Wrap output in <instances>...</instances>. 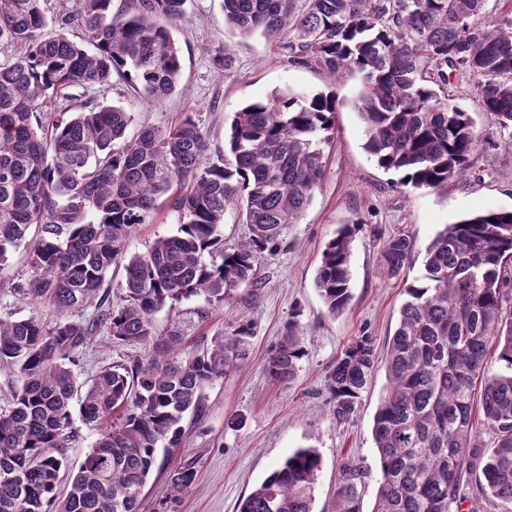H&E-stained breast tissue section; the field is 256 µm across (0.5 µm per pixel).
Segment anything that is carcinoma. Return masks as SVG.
<instances>
[{"label": "carcinoma", "mask_w": 512, "mask_h": 512, "mask_svg": "<svg viewBox=\"0 0 512 512\" xmlns=\"http://www.w3.org/2000/svg\"><path fill=\"white\" fill-rule=\"evenodd\" d=\"M488 0H222L224 21L241 35L276 40L294 33L293 61L313 64L334 83L361 75L354 107L364 149L404 187L445 191L471 167L478 146L470 113L448 98V71L475 80L484 111L512 130V0L487 25ZM185 0H83L45 34L41 0H0V40L25 53L0 65V271L23 247L33 275L23 295L54 312L95 305L87 321L0 318V366L16 376L0 409V512H138L158 448H174L180 422L202 406V390L245 358L243 327L210 348L170 362L171 332L146 361L113 364L88 384L74 367L88 336L104 329L120 344L155 336L159 309L203 296L224 304L242 283L258 287L262 253L295 224L324 173L340 99L284 88L242 105L224 132V152L201 163L206 136L191 113L176 125L126 133L120 105H67L45 115L63 90L109 86L113 77L159 102L179 89V50L166 21ZM82 30L84 42L63 33ZM179 213L177 233L130 254L132 234L161 207ZM242 210L249 236L224 245V214ZM496 222H491V219ZM352 230L342 227L321 254L315 285L329 313L349 304ZM411 257L405 235L383 260L394 275ZM122 272L123 305L101 292ZM424 283L405 288L385 359L387 385L373 417L379 482L372 512H459L473 470L486 501L512 503V210L487 209L449 224L429 244ZM505 372L486 368L490 345ZM304 355L288 323L265 370L291 380ZM372 340L361 336L336 358L328 389L346 419L375 371ZM93 433L91 449L69 464L74 396ZM479 411L493 446L479 451ZM321 458L299 448L262 481L238 512H312ZM363 472L345 463L335 512H360ZM195 480L187 463L169 475L180 493ZM66 485L65 497L57 488Z\"/></svg>", "instance_id": "cac0c4a2"}]
</instances>
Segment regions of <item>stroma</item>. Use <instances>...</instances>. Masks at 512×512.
<instances>
[{"instance_id":"1","label":"stroma","mask_w":512,"mask_h":512,"mask_svg":"<svg viewBox=\"0 0 512 512\" xmlns=\"http://www.w3.org/2000/svg\"><path fill=\"white\" fill-rule=\"evenodd\" d=\"M168 28L180 50L182 90L155 103L122 81L108 88H72L79 102L120 104L134 115L128 136L142 126L167 127L182 113L196 116L207 135L208 156L224 147V125L242 105L265 99L279 88L308 92L327 90L318 67L291 60L292 33L269 40L242 36L224 25L220 0H186L181 18ZM229 52L232 64L222 68L216 56ZM360 87L358 74L345 77L336 92L343 104L336 114L333 140L325 146V170L298 223L287 225L276 245L265 251L258 267L261 287L240 285L224 306L198 296L153 315L155 331L179 339L167 350L184 360L210 347L216 337L240 325L250 328L248 355L238 368L202 391L201 413L181 422L179 447L158 451L156 467L142 495L140 512H237L240 502L294 449H318L313 512H335L341 468L354 462L365 471L359 488L360 512H371L379 466L371 428L386 385L377 368L346 420H337L328 391L336 358L357 337H371L378 355L397 326L408 285L424 275L428 244L446 225L484 209L512 208V154L502 146L507 131L484 112L468 75L450 78V98L467 109L480 135L472 172L447 190L399 185L393 172L379 168L364 148V128L352 101ZM355 228L350 257L351 300L330 314L314 284L321 253L343 225ZM178 214L161 207L140 225L128 242L132 253H145L162 236L176 233ZM409 236L412 252L399 274H391L382 253L386 240ZM30 275L24 250H16L0 271V317L30 316L48 321L51 312L16 292ZM297 322L304 354L294 379L271 380L265 365L285 325ZM154 343L128 346L111 342L106 331L91 336L75 368L79 381L90 382L101 367L126 363L153 353ZM191 462L193 484L180 494L168 485L170 470Z\"/></svg>"}]
</instances>
